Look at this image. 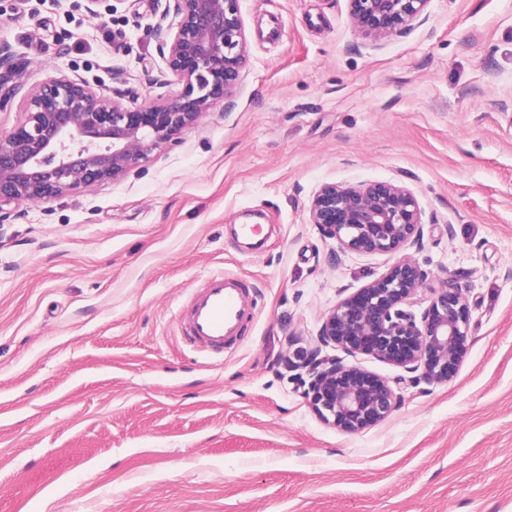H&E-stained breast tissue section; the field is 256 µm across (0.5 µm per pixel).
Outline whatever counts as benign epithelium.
<instances>
[{"mask_svg": "<svg viewBox=\"0 0 512 512\" xmlns=\"http://www.w3.org/2000/svg\"><path fill=\"white\" fill-rule=\"evenodd\" d=\"M173 18L156 24L165 64L159 85L175 78L174 96L128 106L65 74L27 95L24 119L0 133V223L22 201L48 202L74 189L116 181L197 126L241 89L247 41L240 0H173ZM431 0H348L358 35L372 46L429 19ZM21 87L20 71H0V106ZM309 221L343 252L398 255L387 271L341 298L324 317L304 357L306 396L324 422L348 433L389 417L401 384L448 381L467 349V290L448 280L428 287V273L405 251L423 246L426 223L414 193L391 182L324 183L309 204ZM425 306L418 312L413 307ZM331 347L371 355L400 369L390 379L321 356Z\"/></svg>", "mask_w": 512, "mask_h": 512, "instance_id": "7a95c632", "label": "benign epithelium"}]
</instances>
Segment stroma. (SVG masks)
Listing matches in <instances>:
<instances>
[{
	"mask_svg": "<svg viewBox=\"0 0 512 512\" xmlns=\"http://www.w3.org/2000/svg\"><path fill=\"white\" fill-rule=\"evenodd\" d=\"M170 0H0L31 89L58 73L144 100ZM365 45L347 0H241L243 90L118 181L23 202L0 228V512H512V0H431ZM408 187L412 256L472 307L448 382L402 385L384 422L321 421L301 371L345 288L385 254L310 224L326 182ZM259 210L260 252L234 243ZM255 288L215 361L180 318L208 275Z\"/></svg>",
	"mask_w": 512,
	"mask_h": 512,
	"instance_id": "stroma-1",
	"label": "stroma"
}]
</instances>
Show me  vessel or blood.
Segmentation results:
<instances>
[{"label": "vessel or blood", "instance_id": "b4317fda", "mask_svg": "<svg viewBox=\"0 0 512 512\" xmlns=\"http://www.w3.org/2000/svg\"><path fill=\"white\" fill-rule=\"evenodd\" d=\"M254 310V297L242 279L222 273L210 275L198 290L182 329L185 345L223 359L245 331Z\"/></svg>", "mask_w": 512, "mask_h": 512}]
</instances>
